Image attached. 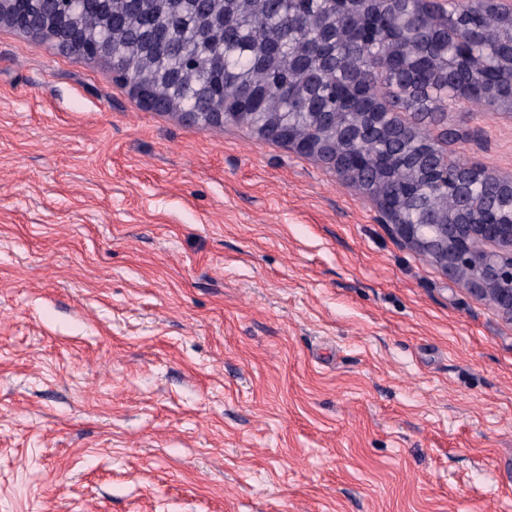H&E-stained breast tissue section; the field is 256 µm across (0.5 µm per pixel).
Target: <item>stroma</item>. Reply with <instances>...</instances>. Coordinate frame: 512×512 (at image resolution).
I'll return each instance as SVG.
<instances>
[{"mask_svg":"<svg viewBox=\"0 0 512 512\" xmlns=\"http://www.w3.org/2000/svg\"><path fill=\"white\" fill-rule=\"evenodd\" d=\"M402 119L512 175V116ZM0 512H512V322L375 198L0 26Z\"/></svg>","mask_w":512,"mask_h":512,"instance_id":"stroma-1","label":"stroma"}]
</instances>
